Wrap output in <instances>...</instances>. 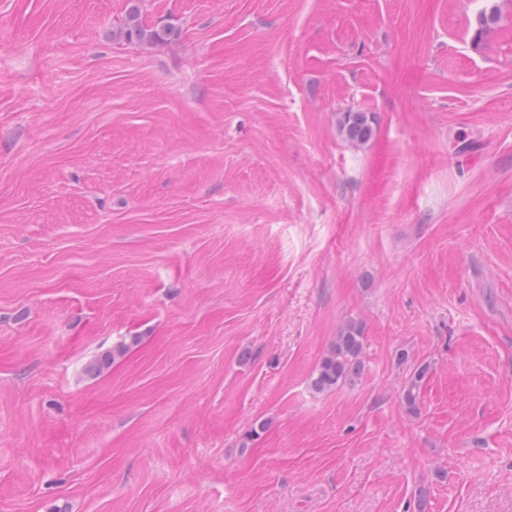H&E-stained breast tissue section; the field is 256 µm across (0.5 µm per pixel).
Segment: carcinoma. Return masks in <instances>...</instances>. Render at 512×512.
Returning <instances> with one entry per match:
<instances>
[{
	"label": "carcinoma",
	"instance_id": "obj_1",
	"mask_svg": "<svg viewBox=\"0 0 512 512\" xmlns=\"http://www.w3.org/2000/svg\"><path fill=\"white\" fill-rule=\"evenodd\" d=\"M141 0H129L124 21L112 30V39L141 47L169 42L176 34L171 25L147 26L141 19ZM375 117L370 112H344L338 119V131L350 145L360 147L372 136ZM362 329L354 323L343 325L334 344L320 362L312 387L318 392L331 390L353 381L359 375L363 350ZM425 370L415 371L408 379L402 400L408 409L417 408L419 386Z\"/></svg>",
	"mask_w": 512,
	"mask_h": 512
}]
</instances>
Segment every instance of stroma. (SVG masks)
Instances as JSON below:
<instances>
[{
  "label": "stroma",
  "instance_id": "stroma-1",
  "mask_svg": "<svg viewBox=\"0 0 512 512\" xmlns=\"http://www.w3.org/2000/svg\"><path fill=\"white\" fill-rule=\"evenodd\" d=\"M126 5L0 0V512H512V0ZM141 1L129 0L124 21L116 29H113L112 38L141 47L168 43L176 34L175 27L172 25H145L141 19ZM374 121L370 112H344L338 119V131L350 145L360 147L371 138ZM362 329L354 323L343 325L334 344L320 362L312 387L318 392L353 381L359 375L363 350Z\"/></svg>",
  "mask_w": 512,
  "mask_h": 512
}]
</instances>
